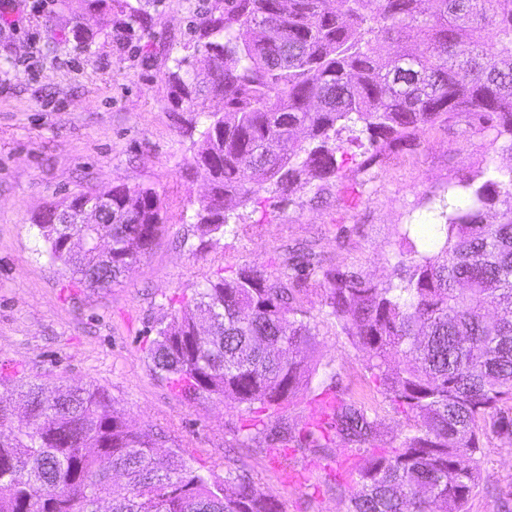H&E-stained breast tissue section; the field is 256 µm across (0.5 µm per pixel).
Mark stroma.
I'll list each match as a JSON object with an SVG mask.
<instances>
[{"instance_id": "35a3bbf8", "label": "stroma", "mask_w": 512, "mask_h": 512, "mask_svg": "<svg viewBox=\"0 0 512 512\" xmlns=\"http://www.w3.org/2000/svg\"><path fill=\"white\" fill-rule=\"evenodd\" d=\"M224 0H120L111 18L79 0H8L0 6V397L23 418L29 384L98 387L130 425L157 433L160 459L178 454L224 479L235 459L242 475L283 512H346L335 487L336 466L352 459L347 441L313 454L300 448L271 455L270 433L237 440L251 413L231 401L187 398L156 374L148 349L161 318L177 313L195 284L241 267L276 276L279 263L310 247L328 262L375 283L394 276L398 234L413 225L418 248L430 247L442 209L464 207L465 181L487 163L512 166L505 141L464 123L426 128L416 146L379 152L346 145V183L362 197L345 208L336 183L315 182L289 199L263 190L230 208L245 235L203 237L194 219L208 184L191 171L204 117L175 104L166 74L202 20ZM85 17L94 41L81 49L71 35ZM131 21L125 35L109 19ZM153 189L164 206L165 231L128 277L112 287L73 283L51 263L34 224L47 206L115 185ZM347 236H339L338 225ZM318 336L309 357L332 362L344 399L376 409L384 444L408 427L371 382L364 350L339 327L312 314ZM468 512H512V444L484 441L479 491Z\"/></svg>"}]
</instances>
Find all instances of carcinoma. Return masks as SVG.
<instances>
[{"label": "carcinoma", "mask_w": 512, "mask_h": 512, "mask_svg": "<svg viewBox=\"0 0 512 512\" xmlns=\"http://www.w3.org/2000/svg\"><path fill=\"white\" fill-rule=\"evenodd\" d=\"M224 0L203 22L194 52L211 61L205 77L188 57L169 72L176 104L224 112L204 125L195 173L210 195L195 213L205 231L229 225V204L271 188L290 196L313 180L341 181L350 142L367 135L368 167L386 145L419 130L464 120L512 150V0ZM305 133L303 144L298 134ZM468 183L469 205L443 214L435 251L400 233L397 281L325 267L312 251L271 280L254 267L194 290L148 351L160 375L184 394L279 411L312 379L335 380L311 364L315 308L367 354L370 379L410 421L395 446L380 444L375 409L326 385L320 414L293 442L314 453L336 436L358 445L347 512H468L478 488V454L490 434L512 441V166H488ZM103 222L81 227L35 219L46 253L88 288H109L136 265L164 228L150 188L112 186ZM498 207L499 221L483 222ZM0 405V512H280L252 482L224 485L180 456L157 458V439L130 427L96 388L27 394L24 424Z\"/></svg>", "instance_id": "1"}]
</instances>
